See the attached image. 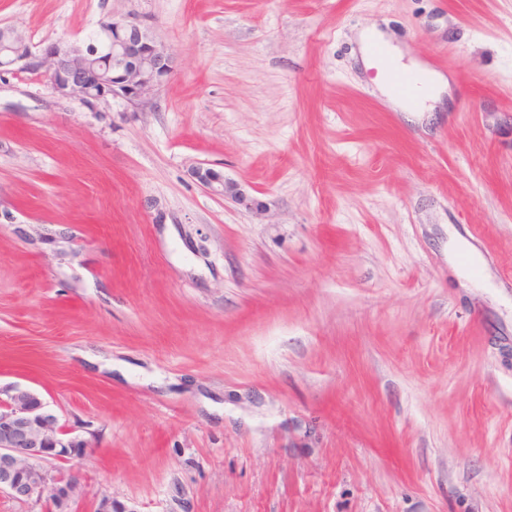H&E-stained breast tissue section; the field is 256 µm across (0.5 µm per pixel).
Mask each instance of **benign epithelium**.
Segmentation results:
<instances>
[{
  "instance_id": "1",
  "label": "benign epithelium",
  "mask_w": 512,
  "mask_h": 512,
  "mask_svg": "<svg viewBox=\"0 0 512 512\" xmlns=\"http://www.w3.org/2000/svg\"><path fill=\"white\" fill-rule=\"evenodd\" d=\"M99 32L112 58L119 60L112 69L99 65L95 46L82 50L51 42L35 52L14 28L3 27L0 72L41 71L55 92L77 95L88 106L109 98L138 104L170 78L172 58L154 27L139 15L105 20ZM195 176L211 192L230 197L248 210L258 208L223 172L198 167ZM87 447L89 441L60 423L35 390L19 385L0 389V493L21 502L44 499L53 512H73L82 498L80 483L47 464L74 460Z\"/></svg>"
}]
</instances>
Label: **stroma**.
Instances as JSON below:
<instances>
[{
  "mask_svg": "<svg viewBox=\"0 0 512 512\" xmlns=\"http://www.w3.org/2000/svg\"><path fill=\"white\" fill-rule=\"evenodd\" d=\"M149 18L85 105L0 73V387L91 512H512V0H0L32 46ZM378 26L443 76L407 121ZM223 172L246 210L193 176Z\"/></svg>",
  "mask_w": 512,
  "mask_h": 512,
  "instance_id": "obj_1",
  "label": "stroma"
}]
</instances>
